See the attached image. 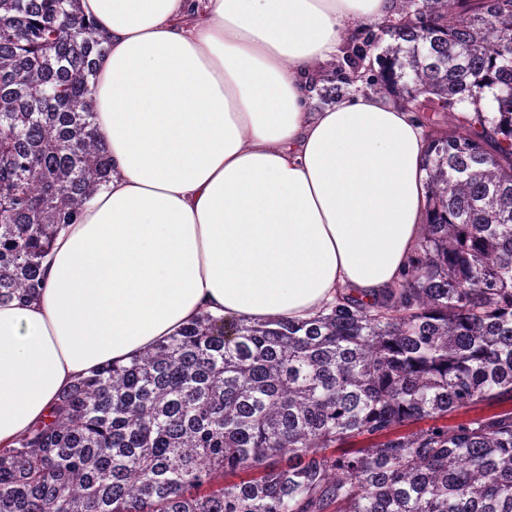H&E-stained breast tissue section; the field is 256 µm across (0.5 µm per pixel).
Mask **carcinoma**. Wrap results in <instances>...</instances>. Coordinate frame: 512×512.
Instances as JSON below:
<instances>
[{
	"label": "carcinoma",
	"instance_id": "obj_1",
	"mask_svg": "<svg viewBox=\"0 0 512 512\" xmlns=\"http://www.w3.org/2000/svg\"><path fill=\"white\" fill-rule=\"evenodd\" d=\"M76 2L0 0V305L38 294L112 176L89 89L104 40ZM395 2L370 81L453 115L428 123L405 279L305 322L204 313L91 369L0 447V512H512V409L448 424L512 400V0Z\"/></svg>",
	"mask_w": 512,
	"mask_h": 512
}]
</instances>
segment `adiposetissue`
Masks as SVG:
<instances>
[{"label":"adipose tissue","mask_w":512,"mask_h":512,"mask_svg":"<svg viewBox=\"0 0 512 512\" xmlns=\"http://www.w3.org/2000/svg\"><path fill=\"white\" fill-rule=\"evenodd\" d=\"M112 177L0 306V446L57 395L202 313L306 320L385 298L426 222L427 135L393 96L310 111L321 68L392 0H79Z\"/></svg>","instance_id":"obj_1"}]
</instances>
